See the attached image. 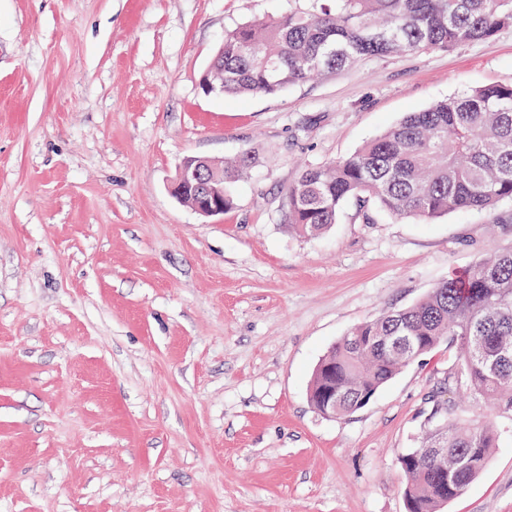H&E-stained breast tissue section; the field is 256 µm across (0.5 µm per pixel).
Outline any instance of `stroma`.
<instances>
[{
  "mask_svg": "<svg viewBox=\"0 0 512 512\" xmlns=\"http://www.w3.org/2000/svg\"><path fill=\"white\" fill-rule=\"evenodd\" d=\"M304 0H0V512H406L399 458L455 348L350 417L309 400L353 327L512 247V200L399 220L349 200L303 236L288 189L405 115L512 84V25L449 50L365 57L275 95L205 93L238 24ZM251 166L204 219L184 158ZM442 512H512V416Z\"/></svg>",
  "mask_w": 512,
  "mask_h": 512,
  "instance_id": "obj_1",
  "label": "stroma"
}]
</instances>
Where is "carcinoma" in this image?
Masks as SVG:
<instances>
[{
	"instance_id": "carcinoma-1",
	"label": "carcinoma",
	"mask_w": 512,
	"mask_h": 512,
	"mask_svg": "<svg viewBox=\"0 0 512 512\" xmlns=\"http://www.w3.org/2000/svg\"><path fill=\"white\" fill-rule=\"evenodd\" d=\"M311 8L225 31L205 79L222 95H274L363 57L448 49L512 25V0H314ZM224 208L248 158L222 166ZM373 201L398 219H432L493 209L512 200V84H488L413 112L351 156L305 169L288 189V222L299 233L336 223L342 205ZM412 336L408 345H384ZM464 355L465 385L497 413L512 415V250L496 252L439 284L418 303L350 330L317 364L310 402L349 417L415 357L441 343ZM448 418L436 404L418 444L402 461L409 512H439L456 488L487 466L496 434L488 421Z\"/></svg>"
}]
</instances>
